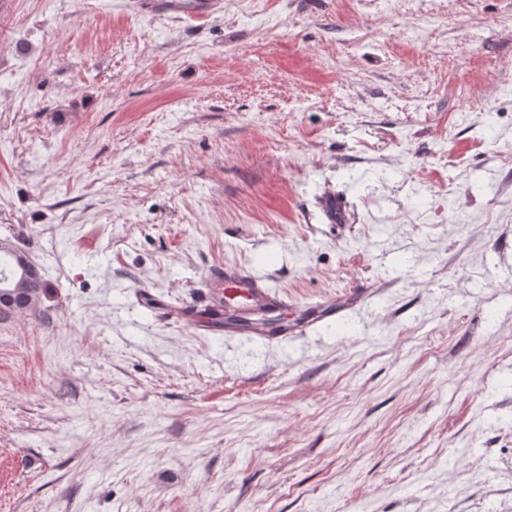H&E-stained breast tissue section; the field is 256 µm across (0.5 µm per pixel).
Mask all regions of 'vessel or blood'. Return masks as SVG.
I'll return each instance as SVG.
<instances>
[{"label": "vessel or blood", "mask_w": 512, "mask_h": 512, "mask_svg": "<svg viewBox=\"0 0 512 512\" xmlns=\"http://www.w3.org/2000/svg\"><path fill=\"white\" fill-rule=\"evenodd\" d=\"M209 300L204 313L195 316V327L220 331L228 336H257L278 340L288 334L286 324L261 325V318L280 313L286 306L283 297L261 276L248 268L227 264L213 267L206 279ZM345 300L330 296L310 309V323L345 310Z\"/></svg>", "instance_id": "b4317fda"}]
</instances>
